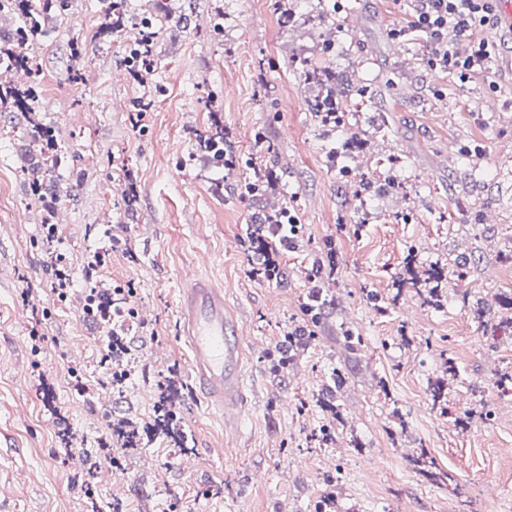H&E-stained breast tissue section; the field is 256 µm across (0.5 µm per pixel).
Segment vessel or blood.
Here are the masks:
<instances>
[{"label":"vessel or blood","mask_w":512,"mask_h":512,"mask_svg":"<svg viewBox=\"0 0 512 512\" xmlns=\"http://www.w3.org/2000/svg\"><path fill=\"white\" fill-rule=\"evenodd\" d=\"M183 339L195 383L211 409L236 417L242 395L243 338L224 309V291L203 278L180 293Z\"/></svg>","instance_id":"b4317fda"}]
</instances>
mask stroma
<instances>
[{"instance_id": "35a3bbf8", "label": "stroma", "mask_w": 512, "mask_h": 512, "mask_svg": "<svg viewBox=\"0 0 512 512\" xmlns=\"http://www.w3.org/2000/svg\"><path fill=\"white\" fill-rule=\"evenodd\" d=\"M280 19L268 0H170L173 14L190 9L191 24L164 31L157 67L147 83L124 75L120 44L94 46L86 78L73 85L69 40L91 36L104 0H76L35 55L43 78L38 110L52 124L85 178L76 197L62 196L57 220L64 250L76 254L73 288L53 303L39 214L24 176L26 117L0 112V512H312L326 478L343 472L339 512H512V395L497 394L493 375L512 371V339L490 343L474 308L455 294L467 289L491 307L512 289V42L499 46L491 75L460 81L432 69V48L409 34L410 0H285ZM224 12V33L210 30ZM381 89L375 106L345 97L350 127L367 145L350 170L331 166L330 147L348 130L324 131L310 119L315 88L293 72L289 56ZM153 90L155 107L141 126L133 104ZM496 108H488V99ZM220 113L227 142L258 156L264 129L282 152L274 196H291L297 222L312 246L336 241L338 284L331 304L366 338L367 356L343 395L346 423L334 444L309 448L324 422L317 408L298 414L338 352L312 346L283 380L262 356L301 316L313 260L285 252L288 280L260 282L239 238L269 199L233 194L206 155H190L192 130ZM138 182L132 218L123 216L125 173ZM394 177L408 194L382 191ZM358 234L340 233L363 211ZM111 229V238L101 235ZM111 248L110 262L90 269L85 255ZM422 265L472 256L464 279L449 277L439 309L406 295L389 306L392 277L408 249ZM199 269L224 287V304L250 340L243 356L244 405L236 432L209 410L191 375L180 339L178 288ZM112 288L132 283L141 315L124 366V398L107 390L102 328L84 309L87 279ZM375 301H365L361 288ZM450 350L465 381L452 385L453 413L474 411L466 428L433 409L429 379L441 376ZM176 372L182 427L196 462L163 435L136 454L108 446L122 419L145 427L153 419L156 383ZM363 441L351 448L350 434ZM224 451L223 459L212 449ZM426 449L452 486L427 482L411 467ZM122 457V467L109 457Z\"/></svg>"}]
</instances>
